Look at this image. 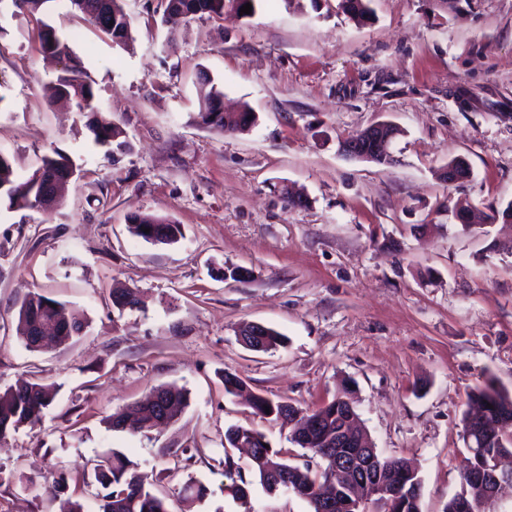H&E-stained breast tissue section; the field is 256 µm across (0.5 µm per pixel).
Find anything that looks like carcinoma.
I'll return each instance as SVG.
<instances>
[{
  "mask_svg": "<svg viewBox=\"0 0 512 512\" xmlns=\"http://www.w3.org/2000/svg\"><path fill=\"white\" fill-rule=\"evenodd\" d=\"M53 0H13V6L32 16L44 12L46 5ZM256 0H164L165 11L184 14L190 18L198 14L222 15L225 7L233 8L235 4L245 5ZM371 0H341V7L352 19L364 20L371 15ZM71 7L89 18L91 23L106 38L118 45H127L131 39V24L121 4V0H70ZM55 30L46 23H41L40 48L44 53L50 52L59 57H65L70 65L64 74L58 78L57 92L60 96L74 101L76 111L86 115V126L93 137L95 145L107 147L111 144L121 148L124 143L119 141V127L106 118L94 105V92L82 63L72 56L66 42L60 38H51ZM200 108L197 120L200 124L218 132H234L248 128L253 120L249 119L251 112L244 109L234 120L224 121V92L214 83L210 76L199 81ZM76 167L75 161L67 154L54 151V155L46 156L42 164L23 181H16L8 158L0 154V201H5L10 209L33 208L37 203L46 204L51 209L56 203L55 196L40 197L43 184L36 179L38 173L63 172ZM129 228L137 237L147 239L144 229L153 227L164 232V236L178 240L182 235L180 225L167 220H155L141 217L136 213L128 217ZM112 305L119 312L134 308L137 305L134 292L127 288L112 291ZM55 319L68 329L63 339L73 338V333L87 327L84 316L66 304L32 293L26 297L18 313L17 336L26 348L39 350L42 345L30 341V325ZM162 391L167 396L169 420L174 421L187 406V393L176 386H166ZM472 400L477 407L485 408L482 417L484 442L480 457L468 455L461 470L463 485L462 494L466 495L475 512H486V501L482 490L473 484L468 470L482 463H489L503 448H512V434H507L496 427L497 410L512 408V395L491 385L477 389L472 393ZM254 413L264 418L278 420L288 418L292 424L291 441L300 448L311 453V457L321 460V464L312 466L305 462L303 465H293L284 458V452L272 445H264L266 436L259 430L242 426L228 429L225 435L229 446H234L235 439L247 440L254 436L251 456L245 465L236 463L229 455H224V476L232 480L230 490L235 500L245 506V512H251L248 507L249 497L246 490L252 482L245 479L244 472H249L258 480L263 489L274 493L264 474L271 464L281 465L288 473L291 492L306 500L310 512H324L325 493H336V476L333 470V457L336 449L332 448L330 437L337 429L346 425L350 410L354 409V401L349 391L342 388L334 398L313 410H302L286 402L274 401L265 396L255 394L250 400ZM50 401L46 388L38 383H23L0 394V438L8 432L24 425L38 423ZM270 411H265V408ZM131 411L134 412L137 431L148 432L155 429L153 424L152 395L136 402ZM377 463L381 468V478L392 485H398L403 490V497L391 503L377 502L381 512H420L419 495L416 487L422 479L418 470L402 458H391L377 455ZM94 479L106 490L102 495L99 512H169L165 500L151 492L145 486L143 477L123 453L113 450L93 463Z\"/></svg>",
  "mask_w": 512,
  "mask_h": 512,
  "instance_id": "carcinoma-1",
  "label": "carcinoma"
}]
</instances>
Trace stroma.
<instances>
[{
    "label": "stroma",
    "instance_id": "stroma-1",
    "mask_svg": "<svg viewBox=\"0 0 512 512\" xmlns=\"http://www.w3.org/2000/svg\"><path fill=\"white\" fill-rule=\"evenodd\" d=\"M157 4L123 0L128 48L68 0L44 17L122 129L113 153L51 103L65 61L41 52L36 21L0 7V154L20 178L56 150L80 167L52 213L0 205V393L56 388L40 424L0 439V512H60L77 488L98 512L86 464L113 448L170 512H243L222 465L228 428L303 458L288 423L225 395L228 373L308 410L348 388L379 452L417 466L421 512H442L461 489L470 395L489 383L512 394V227L491 219L512 202V0H460L456 13L372 0L361 24L341 0H256L248 16L191 20ZM203 70L226 105L255 114L249 131L198 123ZM379 121L400 129L391 163L340 153ZM455 157L471 176L451 184L439 171ZM282 184L303 204L288 206ZM462 205L476 225L457 219ZM134 212L179 224L180 239L134 236ZM118 286L137 308L113 309ZM34 292L82 313L84 334L26 348L16 321ZM245 322L283 345L248 348ZM170 385L188 395L175 423L109 429L113 412ZM189 479L204 498L180 495Z\"/></svg>",
    "mask_w": 512,
    "mask_h": 512
}]
</instances>
